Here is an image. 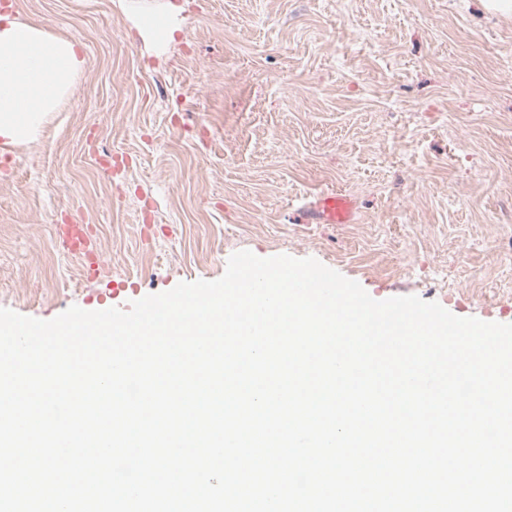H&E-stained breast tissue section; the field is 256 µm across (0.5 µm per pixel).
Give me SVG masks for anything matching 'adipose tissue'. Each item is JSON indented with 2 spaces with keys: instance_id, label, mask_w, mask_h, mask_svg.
<instances>
[{
  "instance_id": "obj_1",
  "label": "adipose tissue",
  "mask_w": 512,
  "mask_h": 512,
  "mask_svg": "<svg viewBox=\"0 0 512 512\" xmlns=\"http://www.w3.org/2000/svg\"><path fill=\"white\" fill-rule=\"evenodd\" d=\"M76 42L40 24L0 16V143L34 144L83 69Z\"/></svg>"
}]
</instances>
